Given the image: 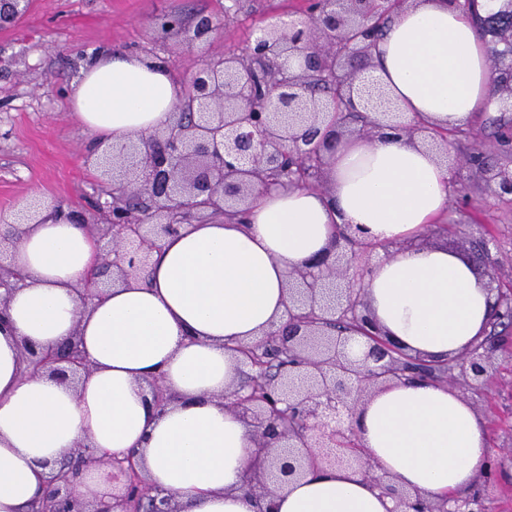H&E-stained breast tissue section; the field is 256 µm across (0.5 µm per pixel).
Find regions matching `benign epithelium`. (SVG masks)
Returning <instances> with one entry per match:
<instances>
[{
	"label": "benign epithelium",
	"instance_id": "obj_1",
	"mask_svg": "<svg viewBox=\"0 0 512 512\" xmlns=\"http://www.w3.org/2000/svg\"><path fill=\"white\" fill-rule=\"evenodd\" d=\"M407 0H312L301 22L280 19L260 27L238 54L198 62L172 122L120 142L100 143L86 155V164L104 178L112 198L94 212L71 209L68 217L99 244L94 276L79 286L83 303L94 300L118 282L144 270L164 239L196 216L238 214L263 192L279 188L326 190L322 181L327 157L343 135L347 114L357 113L356 91L349 69L370 56L375 36L369 21ZM30 0H0V29L15 26L28 12ZM223 24L209 16L197 18L188 48L223 36ZM504 47L492 69L495 92L512 96V30L497 31ZM398 131L412 138L425 135L432 150L448 146L446 128L419 118L402 120L396 113L366 116L358 135L372 142ZM64 208L38 200L18 211L12 230L0 236V317L13 289L26 277L11 264V251L23 234L22 225L38 224L44 214ZM330 249L288 274V322L272 330L258 345L273 356L285 351L288 364L277 372L247 361L250 373L222 397L255 437L250 486L256 501L275 495L279 485L320 465L355 466L365 480L395 500L392 512H488L485 499L451 496L425 501L393 484L380 465L363 454L353 424L356 409L383 384L421 377L453 387L458 380L477 381L488 373L486 343L477 341L442 363L447 375L435 378L431 364L404 353L383 336L363 313L364 271L361 251L348 227ZM478 273L492 285L495 273L486 263L487 244L471 248ZM512 324V289L497 288L490 327ZM365 349L352 357L348 346L354 329ZM72 336L61 348L35 350L22 345L29 377L48 375L73 388L90 374L92 364ZM153 403L171 402L159 377L145 381ZM103 462L83 439L69 459L51 469L49 489L35 512H178L174 495L150 487L134 452L114 457L112 479L121 493L112 501H90L77 489L80 468Z\"/></svg>",
	"mask_w": 512,
	"mask_h": 512
}]
</instances>
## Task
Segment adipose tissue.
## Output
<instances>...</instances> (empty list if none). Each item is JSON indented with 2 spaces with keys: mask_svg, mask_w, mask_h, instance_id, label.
I'll return each instance as SVG.
<instances>
[{
  "mask_svg": "<svg viewBox=\"0 0 512 512\" xmlns=\"http://www.w3.org/2000/svg\"><path fill=\"white\" fill-rule=\"evenodd\" d=\"M372 81L406 116L455 129L484 109L493 79L477 35L449 0H408L373 51ZM181 96L163 66L111 54L70 94L78 118L113 142L168 122ZM451 172L419 141L351 138L327 168L329 191L280 188L245 219L187 224L145 272L83 307L77 286L97 262L86 230L62 216L30 224L14 267L26 276L0 321V512H27L51 465L82 438L99 453L136 451L148 481L180 512H258L246 480L254 437L219 397L239 382L232 347L285 324L288 272L351 226L376 242L419 236L448 207ZM378 327L408 352L446 358L488 328L490 293L472 262L444 248L382 259L365 279ZM79 336L95 371L80 391L23 375L22 345ZM162 377L172 402L141 387ZM369 457L427 500L472 490L490 458L483 417L444 385L382 387L357 413ZM354 468L323 466L287 483L273 512H392Z\"/></svg>",
  "mask_w": 512,
  "mask_h": 512,
  "instance_id": "1",
  "label": "adipose tissue"
}]
</instances>
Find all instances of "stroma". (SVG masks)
Wrapping results in <instances>:
<instances>
[{"label": "stroma", "mask_w": 512, "mask_h": 512, "mask_svg": "<svg viewBox=\"0 0 512 512\" xmlns=\"http://www.w3.org/2000/svg\"><path fill=\"white\" fill-rule=\"evenodd\" d=\"M228 0H32L16 27L0 30V214L27 199L48 198L85 208L101 183L84 157L97 139L74 115L68 89L95 56L112 52L161 64L176 82L189 75L183 35H161L159 16L185 20L202 14L226 23L223 40L201 43L207 59L239 53L268 21L303 19L309 0H251L247 12L225 18ZM487 113L468 125L470 137L448 143L449 156L487 152L502 171L512 152L499 149ZM487 238L497 275L512 286V197L498 195L476 169L461 171L449 185L448 209L413 246L439 245L458 252L469 240ZM485 417L492 455L512 448V329L503 331L491 357V374L460 390Z\"/></svg>", "instance_id": "stroma-1"}]
</instances>
